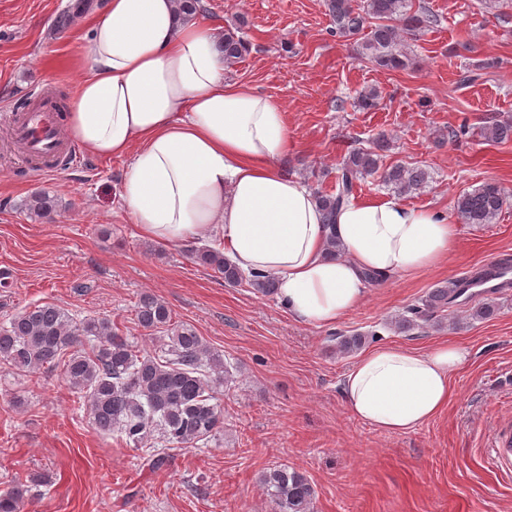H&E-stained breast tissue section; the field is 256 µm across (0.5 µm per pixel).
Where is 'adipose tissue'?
<instances>
[{"label": "adipose tissue", "mask_w": 512, "mask_h": 512, "mask_svg": "<svg viewBox=\"0 0 512 512\" xmlns=\"http://www.w3.org/2000/svg\"><path fill=\"white\" fill-rule=\"evenodd\" d=\"M220 27L177 0H105L78 36L83 76L67 132L88 154L124 158L119 196L141 234L170 244L214 238L243 273L277 281L281 306L318 329L365 297L368 275L437 267L454 246L447 214L399 198H350L333 228L313 191L288 175L278 101L224 81ZM336 237L341 256L330 255ZM468 357L451 341L363 353L345 376L354 417L390 433L442 413Z\"/></svg>", "instance_id": "adipose-tissue-1"}]
</instances>
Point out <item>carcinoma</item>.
Masks as SVG:
<instances>
[{"label":"carcinoma","mask_w":512,"mask_h":512,"mask_svg":"<svg viewBox=\"0 0 512 512\" xmlns=\"http://www.w3.org/2000/svg\"><path fill=\"white\" fill-rule=\"evenodd\" d=\"M325 7L335 33L349 39L364 36L359 55L387 71L406 69L410 62L407 41L437 22L423 7L412 10V0H325ZM220 48L224 64L231 66L247 52L248 44L238 29L228 28ZM381 95L375 86L364 88L353 106L371 112ZM484 132L490 140L506 141L512 138V123L492 120ZM387 147L385 136L380 135L369 148L353 147L336 165V191L317 193L326 224H333L336 210L368 175L380 174L382 184L400 196L427 187L429 172L423 168L399 164L382 168L380 151ZM506 201L505 191L487 182L459 195L456 212L465 224H491ZM55 208L54 199L46 193H35L27 201L28 211L38 218L49 217ZM193 258L224 276L228 285L243 281L241 272L220 251L198 249ZM462 293L454 281L434 289L423 305L409 309L411 316L402 318L400 326L408 329L418 319L429 320ZM136 319L147 331H166L167 347L154 352L136 350L105 317L79 320L52 303L26 308L9 325L0 326V365L29 373L61 368L68 385L83 395L96 429L115 431L137 449L146 447L154 433L164 445L179 449L222 431L224 410L213 400L228 374L223 355L207 346L192 328L171 323L168 306L151 294L140 297ZM260 483L275 512H310L315 491L302 473L272 467L263 472ZM25 492L16 486L0 494V512H20Z\"/></svg>","instance_id":"carcinoma-1"}]
</instances>
